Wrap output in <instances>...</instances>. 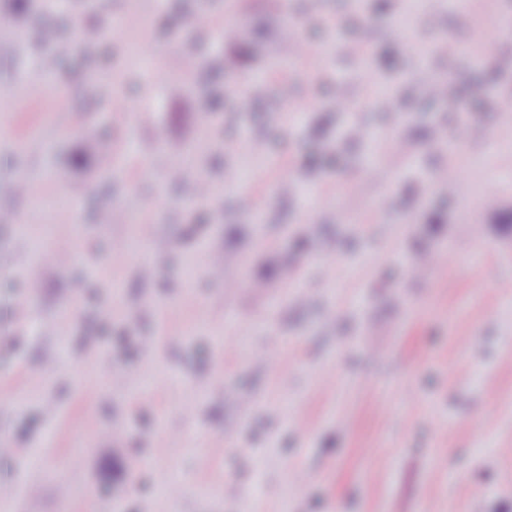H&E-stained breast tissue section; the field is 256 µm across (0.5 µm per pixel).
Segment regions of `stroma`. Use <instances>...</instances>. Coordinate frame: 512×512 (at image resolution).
Instances as JSON below:
<instances>
[{
  "label": "stroma",
  "mask_w": 512,
  "mask_h": 512,
  "mask_svg": "<svg viewBox=\"0 0 512 512\" xmlns=\"http://www.w3.org/2000/svg\"><path fill=\"white\" fill-rule=\"evenodd\" d=\"M469 2L429 0L398 29L408 0H217L208 27L192 0L82 12L39 0L17 17L22 40L0 32V155L13 159L0 168V310L36 313L0 331V382L19 389L0 409L18 486L0 512H169L156 487L171 474L178 512H512V114L475 105L449 119L430 90L463 60L414 53L496 32L473 90L512 95V0ZM129 10L151 58L98 56L114 76L94 95L78 83L82 57L43 82V26L105 37ZM229 15L236 35L207 38ZM287 20L329 51L294 64L283 102L255 89L264 63L239 52L257 34L282 52ZM362 36L379 83L408 100L392 119L344 51ZM188 38L223 53L224 96L243 111L196 110L212 70L175 67ZM149 69L186 93L144 82ZM27 81L42 91L13 111ZM125 93L137 119L112 110ZM337 93L351 112L332 107ZM352 124L366 137L349 136ZM383 126L408 162L372 138ZM454 148L470 172L447 195L433 178ZM145 158L160 171L194 162L208 198L142 177ZM287 162L284 192L274 179ZM230 166L251 174L257 209L225 187ZM51 195L64 206L39 208ZM313 195L325 206L311 210ZM448 252L453 265L412 272ZM295 470L312 482L288 503Z\"/></svg>",
  "instance_id": "1"
}]
</instances>
